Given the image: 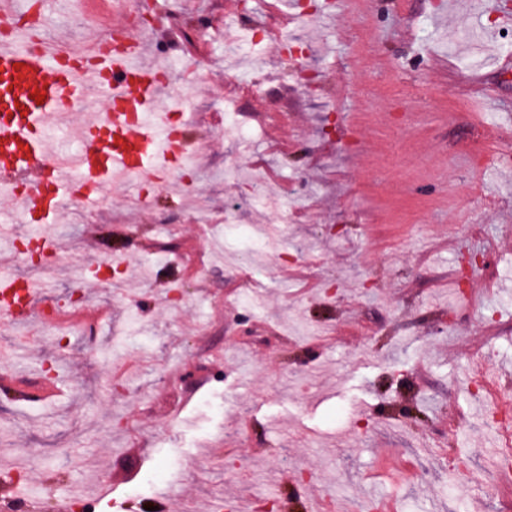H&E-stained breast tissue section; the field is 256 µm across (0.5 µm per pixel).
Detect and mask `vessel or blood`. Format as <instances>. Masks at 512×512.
I'll use <instances>...</instances> for the list:
<instances>
[{
  "mask_svg": "<svg viewBox=\"0 0 512 512\" xmlns=\"http://www.w3.org/2000/svg\"><path fill=\"white\" fill-rule=\"evenodd\" d=\"M145 51L123 23L86 49L54 50L23 29L0 42V189L15 195L21 175L34 187L26 223L59 219L76 187L139 180L160 163L178 164L180 134L156 109L170 86L145 63ZM93 89L102 93L106 113L83 119L76 146L54 145L49 129L82 111ZM44 293L39 282L1 275L0 312L25 317Z\"/></svg>",
  "mask_w": 512,
  "mask_h": 512,
  "instance_id": "obj_1",
  "label": "vessel or blood"
}]
</instances>
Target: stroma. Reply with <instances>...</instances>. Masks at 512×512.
Instances as JSON below:
<instances>
[{"label": "stroma", "mask_w": 512, "mask_h": 512, "mask_svg": "<svg viewBox=\"0 0 512 512\" xmlns=\"http://www.w3.org/2000/svg\"><path fill=\"white\" fill-rule=\"evenodd\" d=\"M325 0L294 26L296 58L250 47L224 75V21L272 28L264 0H133L153 19L147 60L183 92L193 169L141 201L138 182L74 202L31 319L0 320V350L26 344L0 388V474L26 465L33 512L72 492L92 512H305V496L359 512H512V488L459 483L453 460L490 471L512 426V165L481 157L512 138V50L500 0ZM58 49L105 35L106 0L49 8ZM481 33L449 49L460 28ZM316 74L306 90L296 65ZM232 98L239 144L224 131ZM278 197L287 224L254 197ZM279 224L261 251L255 226ZM481 256L463 273L462 253ZM128 286L85 279L94 260ZM59 374L37 400L29 386ZM167 480L155 482L156 469ZM110 487L111 498L99 497Z\"/></svg>", "instance_id": "obj_1"}]
</instances>
